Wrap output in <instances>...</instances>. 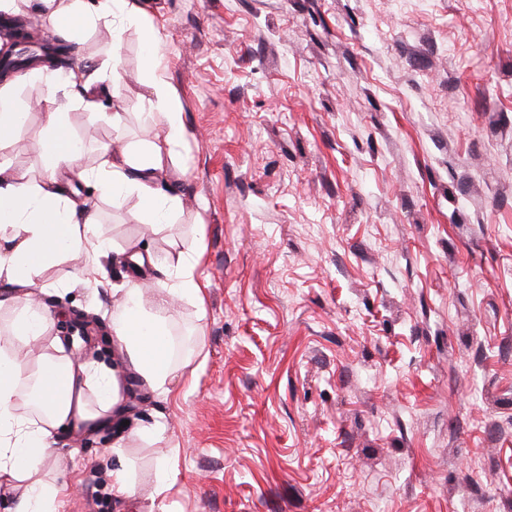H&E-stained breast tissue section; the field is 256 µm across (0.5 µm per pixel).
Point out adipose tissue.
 Here are the masks:
<instances>
[{
    "label": "adipose tissue",
    "mask_w": 512,
    "mask_h": 512,
    "mask_svg": "<svg viewBox=\"0 0 512 512\" xmlns=\"http://www.w3.org/2000/svg\"><path fill=\"white\" fill-rule=\"evenodd\" d=\"M50 17L57 33L76 32L107 22L112 33L122 26L140 30L145 56L152 61L149 74L148 120L163 134L162 144L112 151L103 146L99 168L80 166L67 110L70 91L86 85L84 72L72 70L65 82L47 85L46 97L53 104L38 142L31 152L39 176L0 164V283L20 289L38 287L48 268L68 261L78 262L76 271H64L59 285L95 287L106 277L103 264L110 243L101 230L95 211L79 207L56 183L59 170H79L94 183L98 196L113 199L122 192L135 193L139 208L135 220L149 232H159L177 211L179 195L161 190L158 180L164 168L163 148L178 147L187 136L177 96L166 82L159 54L158 31L136 0H31ZM155 277L131 266L112 310V340L122 361L100 367L65 355L61 341H47L48 331L66 323L69 313L52 314L40 304L9 295L0 297V308H10L14 317L0 331V486L21 489L15 512H56L63 485L46 481L43 465L54 460L52 441L62 428L92 431L105 418L120 419L125 371L133 369L152 391L166 392L180 368L173 361L171 325L166 317L176 304H205L206 285L196 274L193 255L178 252L155 260ZM38 348V367L25 373L28 348ZM64 365L67 393L57 398L53 387L57 365Z\"/></svg>",
    "instance_id": "adipose-tissue-1"
}]
</instances>
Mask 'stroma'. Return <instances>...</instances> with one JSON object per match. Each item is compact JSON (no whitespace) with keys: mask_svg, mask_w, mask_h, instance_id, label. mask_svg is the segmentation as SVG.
<instances>
[{"mask_svg":"<svg viewBox=\"0 0 512 512\" xmlns=\"http://www.w3.org/2000/svg\"><path fill=\"white\" fill-rule=\"evenodd\" d=\"M187 129L160 185L183 209L157 234L138 199L92 208L115 250L199 253L204 310L169 316L195 375L169 394L128 374L131 423L166 421L173 444L118 429L58 430L70 484L59 512H126L125 463L158 512H512V0H139ZM38 28L90 94L124 74V132L72 101L82 164L100 148L158 143L137 26L70 41L20 4L1 24ZM20 143L52 106L23 78ZM34 289L110 335L112 290ZM112 493L119 498L135 497L136 491L129 468L120 466L112 470Z\"/></svg>","mask_w":512,"mask_h":512,"instance_id":"stroma-1","label":"stroma"}]
</instances>
